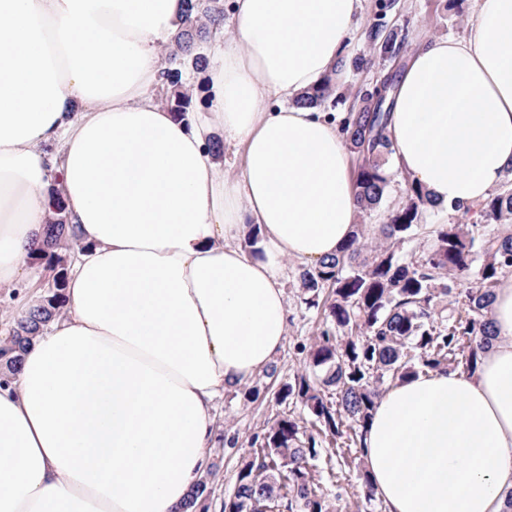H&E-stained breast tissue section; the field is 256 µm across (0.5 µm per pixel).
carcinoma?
<instances>
[{
  "instance_id": "1",
  "label": "carcinoma",
  "mask_w": 512,
  "mask_h": 512,
  "mask_svg": "<svg viewBox=\"0 0 512 512\" xmlns=\"http://www.w3.org/2000/svg\"><path fill=\"white\" fill-rule=\"evenodd\" d=\"M184 3L173 36L177 51L169 55V67L160 76L164 105L182 119L192 111L193 95L183 85L181 65L189 62L203 69L202 43L224 21V0ZM368 38L381 52L395 53L394 40L379 26L370 29ZM331 95L326 80L296 103L316 108ZM390 123L391 113L374 110L366 99L348 113L341 128L345 142L362 157L354 190L364 212L377 209L388 192ZM50 208L43 246L29 259L56 270L54 288L13 321L0 343L1 370L16 371L31 341L65 307L67 251L78 247V239L62 200L52 197ZM429 211V196L410 183L405 202L388 211L386 222L379 225L378 242L367 241L365 225L359 224L339 255L299 268L307 303L322 307V328L306 354V370L283 385L278 396L307 409L317 434L300 433L293 418L277 419L260 449L238 471L224 512H255L259 506L329 512L311 462L327 444L342 462L344 449L363 445L386 380L458 365L476 370L485 350L494 289L502 276L512 273V232L491 229L493 223L512 220V183L477 205L478 221L435 224L428 231V247L404 252L403 246L420 235Z\"/></svg>"
}]
</instances>
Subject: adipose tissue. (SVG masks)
Listing matches in <instances>:
<instances>
[{
	"mask_svg": "<svg viewBox=\"0 0 512 512\" xmlns=\"http://www.w3.org/2000/svg\"><path fill=\"white\" fill-rule=\"evenodd\" d=\"M182 0H0V287L33 272L58 189L82 252L64 314L0 387V512H183L214 401L264 371L288 319L279 257L336 255L359 212L346 144L295 98L339 78L362 0H236L214 32L209 108L149 91ZM394 168L441 210L512 167V0L424 41L392 95ZM242 152L214 176L216 132ZM258 229L255 250L240 241ZM472 372L380 398L364 461L386 512H506L512 276Z\"/></svg>",
	"mask_w": 512,
	"mask_h": 512,
	"instance_id": "adipose-tissue-1",
	"label": "adipose tissue"
}]
</instances>
